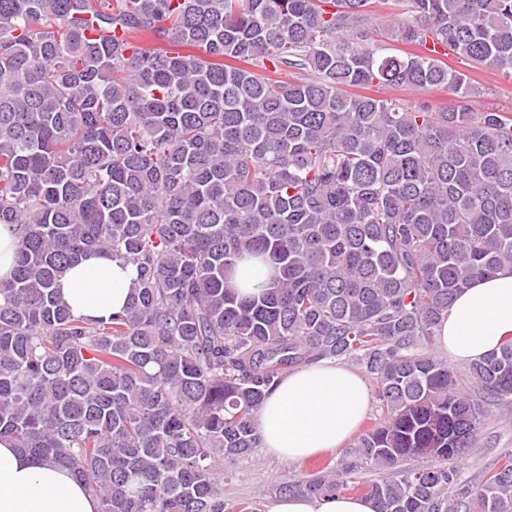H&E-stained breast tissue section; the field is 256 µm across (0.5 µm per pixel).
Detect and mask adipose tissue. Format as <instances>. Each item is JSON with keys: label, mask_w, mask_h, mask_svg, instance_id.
<instances>
[{"label": "adipose tissue", "mask_w": 512, "mask_h": 512, "mask_svg": "<svg viewBox=\"0 0 512 512\" xmlns=\"http://www.w3.org/2000/svg\"><path fill=\"white\" fill-rule=\"evenodd\" d=\"M136 269L123 259L96 255L62 278L61 298L73 314L105 319L125 307ZM512 338V269L474 281L442 324L438 348L470 363ZM368 409L363 377L348 365L320 360L288 374L256 414L261 446L280 460L298 462L341 447ZM0 512H99V504L70 473L0 438ZM262 512H376L363 496H276Z\"/></svg>", "instance_id": "adipose-tissue-1"}]
</instances>
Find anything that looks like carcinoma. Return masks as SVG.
I'll list each match as a JSON object with an SVG mask.
<instances>
[{
	"mask_svg": "<svg viewBox=\"0 0 512 512\" xmlns=\"http://www.w3.org/2000/svg\"><path fill=\"white\" fill-rule=\"evenodd\" d=\"M450 51L512 77V0H0V437L99 512H224L266 396L344 358L389 417L279 494H342L365 464L376 512H512V456L479 484L449 465L482 399L512 418V339L462 372L432 352L512 266V113L474 111ZM101 252L137 269L127 306L76 317L58 282ZM248 261L270 273L241 297ZM377 87L371 88L369 91L372 95L399 97L407 100L413 105H426L432 109L448 108L449 105L454 103L455 96L451 94L448 89L443 87H433L427 89H384L380 90L381 93H376ZM14 225L0 224V278H9L14 269Z\"/></svg>",
	"mask_w": 512,
	"mask_h": 512,
	"instance_id": "carcinoma-1",
	"label": "carcinoma"
}]
</instances>
